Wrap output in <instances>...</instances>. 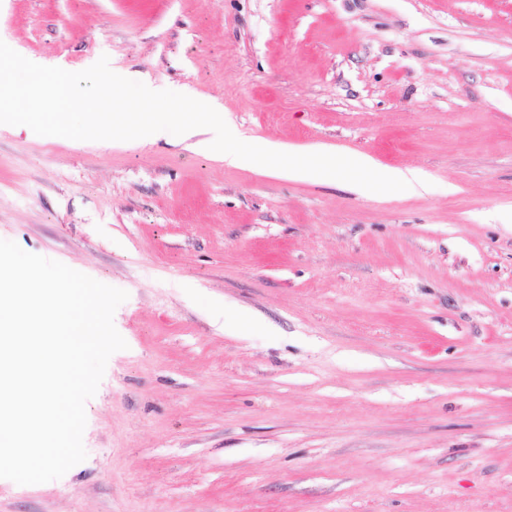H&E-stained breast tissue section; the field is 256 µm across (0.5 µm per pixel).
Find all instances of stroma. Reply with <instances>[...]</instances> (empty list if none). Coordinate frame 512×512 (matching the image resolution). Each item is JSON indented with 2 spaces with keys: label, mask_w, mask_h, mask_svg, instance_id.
I'll use <instances>...</instances> for the list:
<instances>
[{
  "label": "stroma",
  "mask_w": 512,
  "mask_h": 512,
  "mask_svg": "<svg viewBox=\"0 0 512 512\" xmlns=\"http://www.w3.org/2000/svg\"><path fill=\"white\" fill-rule=\"evenodd\" d=\"M0 40L430 176L0 124V239L128 294L86 459L0 512H512V0H0Z\"/></svg>",
  "instance_id": "stroma-1"
}]
</instances>
